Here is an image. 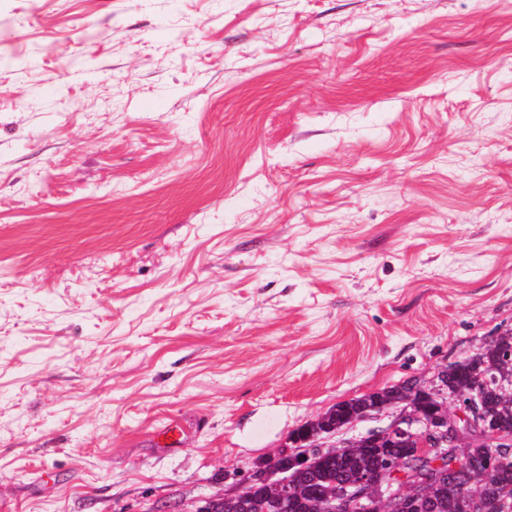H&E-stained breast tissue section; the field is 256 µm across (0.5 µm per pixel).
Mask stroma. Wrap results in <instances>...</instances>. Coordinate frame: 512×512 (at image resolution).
Listing matches in <instances>:
<instances>
[{
  "label": "stroma",
  "instance_id": "stroma-1",
  "mask_svg": "<svg viewBox=\"0 0 512 512\" xmlns=\"http://www.w3.org/2000/svg\"><path fill=\"white\" fill-rule=\"evenodd\" d=\"M512 333V0H0V512H194Z\"/></svg>",
  "mask_w": 512,
  "mask_h": 512
}]
</instances>
